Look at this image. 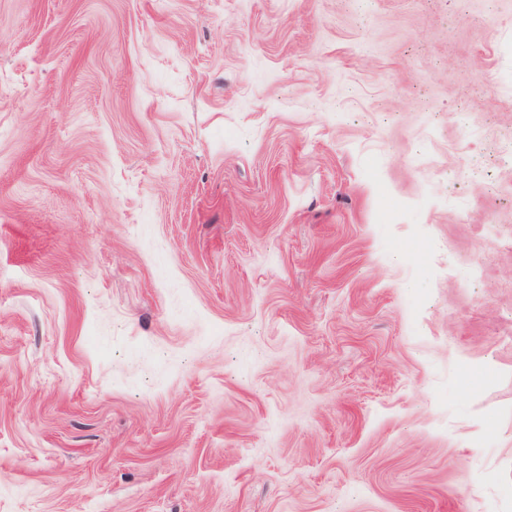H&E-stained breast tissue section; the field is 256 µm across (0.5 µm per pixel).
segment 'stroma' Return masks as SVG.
Masks as SVG:
<instances>
[{"label":"stroma","mask_w":512,"mask_h":512,"mask_svg":"<svg viewBox=\"0 0 512 512\" xmlns=\"http://www.w3.org/2000/svg\"><path fill=\"white\" fill-rule=\"evenodd\" d=\"M509 141L512 0H0V512H512Z\"/></svg>","instance_id":"stroma-1"}]
</instances>
